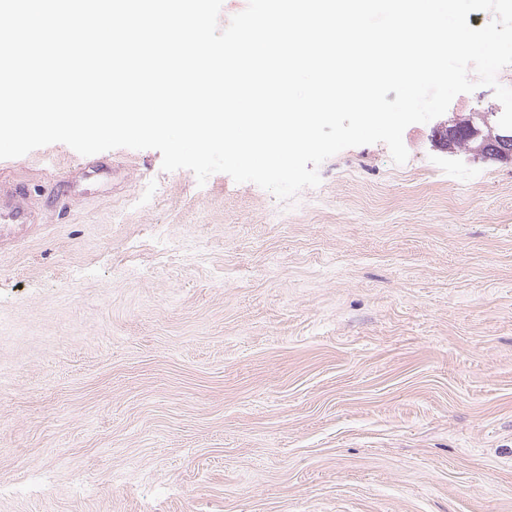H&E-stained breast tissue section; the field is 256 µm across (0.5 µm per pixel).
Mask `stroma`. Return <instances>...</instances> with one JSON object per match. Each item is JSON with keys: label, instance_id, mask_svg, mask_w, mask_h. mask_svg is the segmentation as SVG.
<instances>
[{"label": "stroma", "instance_id": "35a3bbf8", "mask_svg": "<svg viewBox=\"0 0 512 512\" xmlns=\"http://www.w3.org/2000/svg\"><path fill=\"white\" fill-rule=\"evenodd\" d=\"M408 126L278 200L154 149L0 159V512H512V162ZM177 241L166 252L155 236ZM27 191L25 186H15L1 191L0 185V227L2 224L9 230H22L27 224H33V212L14 201L16 195Z\"/></svg>", "mask_w": 512, "mask_h": 512}]
</instances>
